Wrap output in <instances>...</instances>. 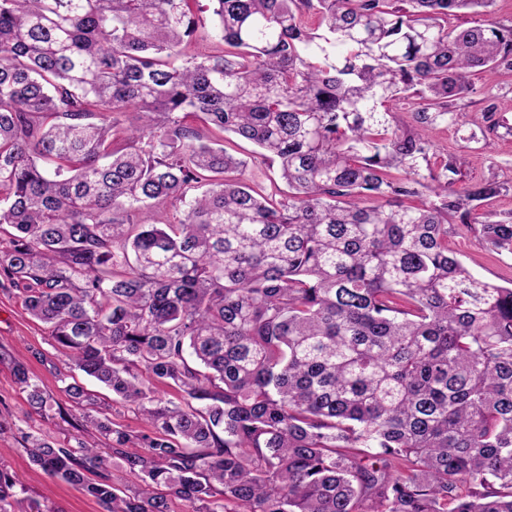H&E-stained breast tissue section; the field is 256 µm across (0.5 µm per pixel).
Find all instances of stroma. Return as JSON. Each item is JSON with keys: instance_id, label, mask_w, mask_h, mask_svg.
Instances as JSON below:
<instances>
[{"instance_id": "1", "label": "stroma", "mask_w": 512, "mask_h": 512, "mask_svg": "<svg viewBox=\"0 0 512 512\" xmlns=\"http://www.w3.org/2000/svg\"><path fill=\"white\" fill-rule=\"evenodd\" d=\"M474 92L463 105L469 119L478 121L482 110L494 106L499 123L490 145L485 149L466 147L455 126H438L427 131L428 139L455 156L463 182L491 176L512 182V91H488L485 79L478 74L469 78ZM457 257L476 275L496 284L512 282V257L487 249L476 231L458 228L448 240ZM21 361L39 384L55 400L51 419H43L29 411L26 395L13 376L14 361ZM69 360L65 353L50 344L48 328L32 319L25 311L14 286L0 279V465L15 473L23 488L24 498L44 503L47 512H103L101 506L81 490L52 480L30 463L23 449L20 429L32 427L48 430L58 440L78 436L97 441V434L88 428L82 412L61 389L58 376L67 372Z\"/></svg>"}]
</instances>
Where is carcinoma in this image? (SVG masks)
Listing matches in <instances>:
<instances>
[{"label":"carcinoma","mask_w":512,"mask_h":512,"mask_svg":"<svg viewBox=\"0 0 512 512\" xmlns=\"http://www.w3.org/2000/svg\"><path fill=\"white\" fill-rule=\"evenodd\" d=\"M196 2L0 0V276L146 424L63 374L141 485L77 437L24 432L29 460L106 512H512V287L448 248L478 224L512 255V188L454 190L425 135L467 124L470 73L512 80V24L448 27L495 0ZM193 39L219 46L171 66ZM236 138L287 194L242 179ZM17 486L0 466V512ZM75 375L78 379L82 380L86 385L87 388L94 391V393L97 395L99 400L102 402V405L105 404V406L110 405L112 408H110V411L108 412V416L116 423L121 424L123 426H129L132 428L139 427L140 421L136 419V416L134 413L125 407H122L121 404L113 402V396L112 392L108 389L99 386L93 382H90L86 380L85 377L81 375L80 372L74 371Z\"/></svg>","instance_id":"1"}]
</instances>
